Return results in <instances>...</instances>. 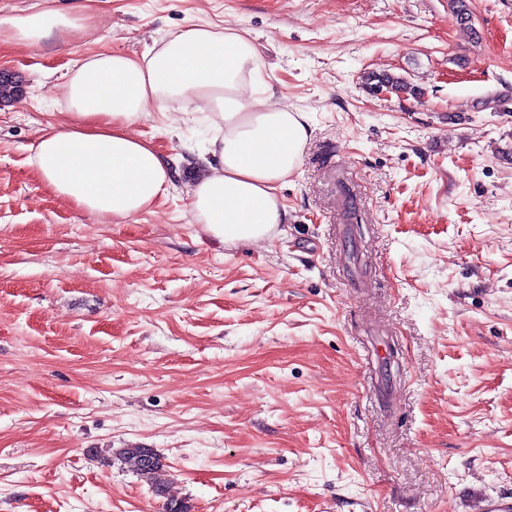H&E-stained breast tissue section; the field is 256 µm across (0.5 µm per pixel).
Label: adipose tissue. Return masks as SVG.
I'll return each instance as SVG.
<instances>
[{
  "label": "adipose tissue",
  "instance_id": "adipose-tissue-1",
  "mask_svg": "<svg viewBox=\"0 0 512 512\" xmlns=\"http://www.w3.org/2000/svg\"><path fill=\"white\" fill-rule=\"evenodd\" d=\"M80 15L43 7L0 19V41L62 43ZM260 54L234 29L190 24L140 55L83 57L64 85L70 119L43 130L28 164L51 193L104 220L127 219L164 196L182 160L133 132L150 108L205 105L214 131L189 188L194 223L221 242L270 238L287 223L279 191L310 140L307 113L261 97Z\"/></svg>",
  "mask_w": 512,
  "mask_h": 512
}]
</instances>
